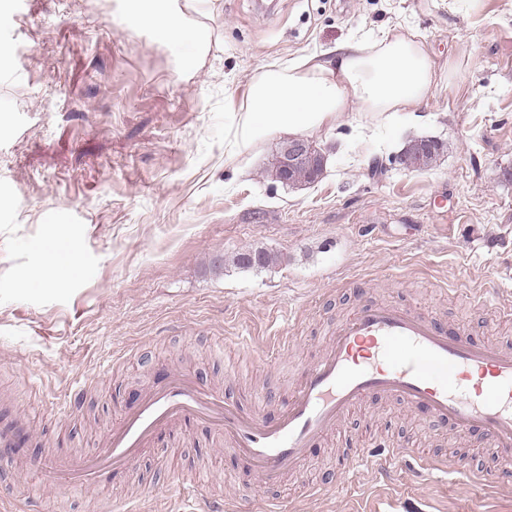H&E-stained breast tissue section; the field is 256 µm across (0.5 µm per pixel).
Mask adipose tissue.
<instances>
[{
	"mask_svg": "<svg viewBox=\"0 0 512 512\" xmlns=\"http://www.w3.org/2000/svg\"><path fill=\"white\" fill-rule=\"evenodd\" d=\"M196 0H118L128 27L149 30L173 48L194 41L206 50L209 34L193 24ZM434 77L432 51L417 33L388 30L378 37L351 38L335 47L257 70L224 126V158L250 154L268 138L311 136L335 131L360 145L403 123L419 125V112Z\"/></svg>",
	"mask_w": 512,
	"mask_h": 512,
	"instance_id": "1",
	"label": "adipose tissue"
}]
</instances>
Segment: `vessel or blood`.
I'll return each mask as SVG.
<instances>
[{"label":"vessel or blood","instance_id":"b4317fda","mask_svg":"<svg viewBox=\"0 0 512 512\" xmlns=\"http://www.w3.org/2000/svg\"><path fill=\"white\" fill-rule=\"evenodd\" d=\"M373 396L424 409L462 438L482 431L500 462L512 466V347L476 344L410 305L385 302L358 305L337 323L329 345L303 366L299 385L275 417L177 371L125 410L99 447L36 458L31 465L45 485L92 490L132 475L166 436L203 426L259 485L276 488L299 474L310 448ZM408 454L401 445L383 455L356 447L351 484L367 474L392 478ZM175 492L188 512L243 509L239 500L214 502L205 487L183 478Z\"/></svg>","mask_w":512,"mask_h":512}]
</instances>
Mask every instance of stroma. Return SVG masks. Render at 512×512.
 <instances>
[{
	"label": "stroma",
	"mask_w": 512,
	"mask_h": 512,
	"mask_svg": "<svg viewBox=\"0 0 512 512\" xmlns=\"http://www.w3.org/2000/svg\"><path fill=\"white\" fill-rule=\"evenodd\" d=\"M116 0H0V432L16 451L0 460V488L18 512H85L145 502L171 512L176 478H205L210 496H276L285 512H512V483L481 432L457 442L433 416L370 398L311 448L301 480L276 490L238 475L206 429L146 454L134 480L95 492L45 488L31 456L92 448L143 391L185 369L276 416L303 366L336 323L365 301L402 302L479 344L511 345L512 0H199L207 28L171 49L115 16ZM417 30L435 77L425 126L368 142L385 164L372 174L333 133L324 174L289 187L268 174L279 138L239 163L224 161V125L252 74L271 59L322 51L357 34ZM197 56L192 72L178 58ZM461 77L448 85V67ZM431 138L432 167L395 158ZM246 250L275 253L263 269L234 267ZM78 266H71V256ZM47 276L25 282L29 268ZM249 331L253 346L236 337ZM291 341L274 364L275 337ZM121 357L101 380L88 375ZM84 380L80 411L56 405ZM406 444L425 457L462 458L465 475L366 477L344 492L336 465L353 442ZM321 493L307 494L308 486Z\"/></svg>",
	"instance_id": "obj_1"
}]
</instances>
